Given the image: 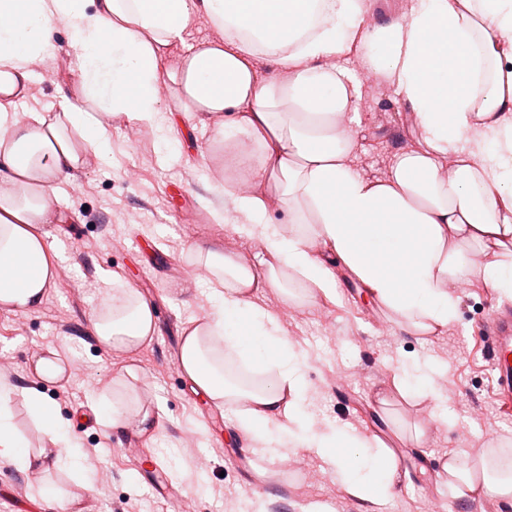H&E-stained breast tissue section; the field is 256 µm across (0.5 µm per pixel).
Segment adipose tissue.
<instances>
[{"instance_id":"ef3b65f1","label":"adipose tissue","mask_w":512,"mask_h":512,"mask_svg":"<svg viewBox=\"0 0 512 512\" xmlns=\"http://www.w3.org/2000/svg\"><path fill=\"white\" fill-rule=\"evenodd\" d=\"M201 23L210 36L186 42ZM178 43L182 55L164 69ZM65 47L77 56L76 98L62 97L55 112L17 111L35 64ZM262 60L275 73H260ZM364 71L394 88L416 131L380 177L359 169L351 129ZM170 88L184 115L216 128L200 166L234 145L232 161L253 184L242 193L235 180L214 183L228 205L210 209L211 220L261 245L250 260L208 241L190 247L207 289L204 314L182 330V376L216 408L232 407L233 432L249 447L317 456L345 495L383 503L396 493L394 455L375 436L316 425L310 353L263 294L297 307L332 299L341 270L414 335L447 329L463 282L512 299V0H407L383 22L374 0H0V309L38 310L56 287L66 260L51 230L56 188L87 155L111 161L114 117L176 147ZM276 208L285 222L273 221ZM103 280L88 314L97 343L115 355L150 345L153 302L119 274ZM231 358L270 379L249 386L225 375ZM446 373L445 361L415 357L394 369L400 395L428 401L439 426L448 423ZM138 383L136 367L115 374L98 423L151 439L161 412ZM17 395L50 447L19 431ZM85 457L42 390L0 378V462L33 477L52 512H74L53 476L81 473ZM494 458L485 447L442 462L453 497L512 501V463Z\"/></svg>"}]
</instances>
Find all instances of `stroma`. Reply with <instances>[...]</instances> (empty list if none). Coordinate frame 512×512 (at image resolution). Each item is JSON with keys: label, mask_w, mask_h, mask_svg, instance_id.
I'll use <instances>...</instances> for the list:
<instances>
[{"label": "stroma", "mask_w": 512, "mask_h": 512, "mask_svg": "<svg viewBox=\"0 0 512 512\" xmlns=\"http://www.w3.org/2000/svg\"><path fill=\"white\" fill-rule=\"evenodd\" d=\"M75 53L48 58L37 70L30 94L18 111L53 112L60 91L76 87ZM358 165L372 176L383 175L393 154L413 143L410 114L399 96L375 75L362 77ZM177 158L146 129L117 126L112 131V160L88 157L76 180L57 187L59 222L53 232L69 256V271L60 277L46 303L32 312L0 311V375L16 386H40L59 409L64 428L89 449L84 465L87 487L58 480L81 499L82 512H224L234 501L242 512H300L310 500L328 512H367L368 506L347 497L318 462L298 454L299 467L260 463L249 448L227 434L232 412L213 409L195 395L176 368L181 330L201 316L203 285L191 274L188 249L205 237L221 239L225 248L251 257L257 241L237 236L213 223L208 207L220 206L210 186L230 172L226 166L201 169L195 159L208 150L212 128L180 120ZM121 273L157 308L158 334L147 348L123 359L113 358L95 340L88 312L98 301L101 276ZM454 331L409 336L381 313L364 288L340 280L335 300L318 298L305 307L281 305L274 292L265 302L279 310L295 340L313 358L307 378L315 390L312 412L326 423L348 424L376 432L379 408L397 415L405 432L427 421V404L402 400L393 387V372L404 356L438 358L448 364L445 385L455 413L452 426L427 430L421 448L400 447L399 489L380 512H512V507L485 496L453 498L437 476L450 453H476L485 440L512 441V413L497 398L495 372L487 355L484 325L501 307L487 288L463 284ZM55 350L80 364L79 374L57 384H37L31 372L36 354ZM135 365L146 371L140 382L144 399L162 406V434L156 443L128 432L115 438L98 425L90 404L112 394V377ZM206 424L200 435L196 424ZM194 458L207 480L178 474L182 459ZM33 480L0 464V512H48L35 497Z\"/></svg>", "instance_id": "obj_1"}]
</instances>
